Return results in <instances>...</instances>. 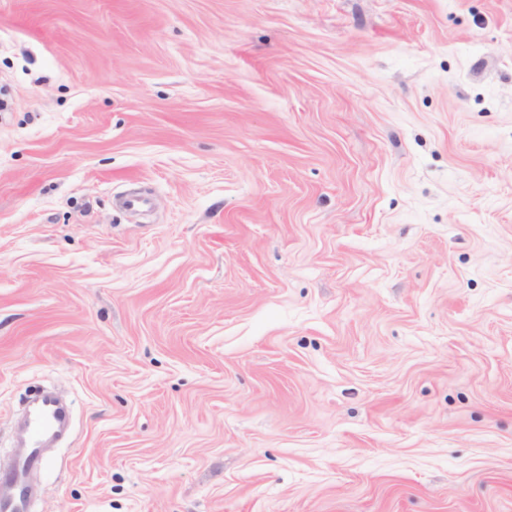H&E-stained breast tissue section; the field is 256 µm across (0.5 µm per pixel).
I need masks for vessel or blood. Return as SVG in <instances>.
<instances>
[{"mask_svg":"<svg viewBox=\"0 0 512 512\" xmlns=\"http://www.w3.org/2000/svg\"><path fill=\"white\" fill-rule=\"evenodd\" d=\"M68 415L52 394L45 393L28 405L23 426L24 440L14 467L0 472V512H28L27 476L42 466L48 440L67 425Z\"/></svg>","mask_w":512,"mask_h":512,"instance_id":"vessel-or-blood-1","label":"vessel or blood"}]
</instances>
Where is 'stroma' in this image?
Wrapping results in <instances>:
<instances>
[{"label": "stroma", "mask_w": 512, "mask_h": 512, "mask_svg": "<svg viewBox=\"0 0 512 512\" xmlns=\"http://www.w3.org/2000/svg\"><path fill=\"white\" fill-rule=\"evenodd\" d=\"M41 385L31 512H512V0H0Z\"/></svg>", "instance_id": "35a3bbf8"}]
</instances>
